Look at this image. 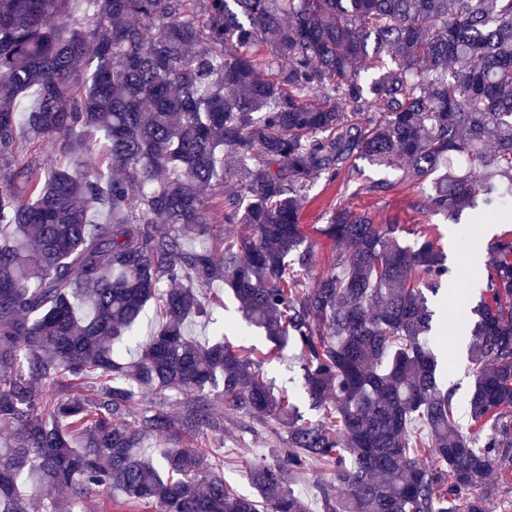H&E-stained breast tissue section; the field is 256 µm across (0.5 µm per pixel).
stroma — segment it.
<instances>
[{"instance_id":"stroma-1","label":"stroma","mask_w":512,"mask_h":512,"mask_svg":"<svg viewBox=\"0 0 512 512\" xmlns=\"http://www.w3.org/2000/svg\"><path fill=\"white\" fill-rule=\"evenodd\" d=\"M356 166V172H341L335 181H317L310 191L309 202L302 210L300 222L308 237L316 243L314 274L318 275L330 269L333 258L330 241L320 237L317 229L325 224L329 211L342 207L369 213L374 223L397 224L403 230L412 231L413 234L433 238L446 255V264L451 276H458L464 268V244L451 238L448 230L454 227L467 232L469 237L478 236L483 227L475 223L474 211L464 212L457 222L444 215L426 212L421 207L420 190L399 182L396 172L371 166L361 159L357 160ZM378 179L394 181L395 189L383 197L367 192V184ZM434 351L445 370L444 383L458 387L457 421L461 430H468V394L473 381L474 366L466 360L462 362L457 373H450L451 344L435 346ZM249 426L248 419L226 415L223 435H212L205 441L210 451L222 455L225 481L247 494L254 491L247 475L249 463L263 460L272 462L278 455L277 448H274L264 436L252 434Z\"/></svg>"}]
</instances>
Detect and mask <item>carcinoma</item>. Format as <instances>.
I'll return each instance as SVG.
<instances>
[{
    "label": "carcinoma",
    "mask_w": 512,
    "mask_h": 512,
    "mask_svg": "<svg viewBox=\"0 0 512 512\" xmlns=\"http://www.w3.org/2000/svg\"><path fill=\"white\" fill-rule=\"evenodd\" d=\"M73 2L0 0V512L96 495L311 512L284 483L311 464L347 489L321 486L322 512H487L499 490L482 480L512 477V239L490 247L477 304L450 310L479 365L465 434L429 340L441 251L339 208L320 229L333 264L310 280L299 219L359 157L430 213L512 223V0H86L80 18ZM85 132L106 142L92 167ZM217 208L249 231L213 233ZM217 284L266 351L188 336ZM152 303L159 332L121 358ZM289 344L316 421L265 374ZM226 412L283 441L279 462L249 465L256 497L202 449ZM153 436L170 446L143 452Z\"/></svg>",
    "instance_id": "1"
}]
</instances>
